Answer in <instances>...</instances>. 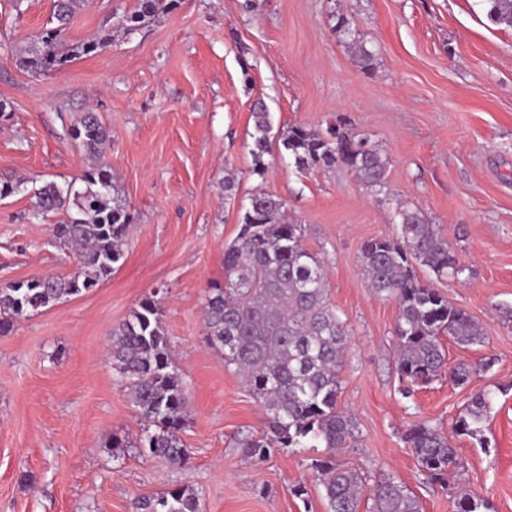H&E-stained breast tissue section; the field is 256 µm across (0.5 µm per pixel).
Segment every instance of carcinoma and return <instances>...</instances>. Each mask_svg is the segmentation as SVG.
I'll list each match as a JSON object with an SVG mask.
<instances>
[{"label": "carcinoma", "mask_w": 512, "mask_h": 512, "mask_svg": "<svg viewBox=\"0 0 512 512\" xmlns=\"http://www.w3.org/2000/svg\"><path fill=\"white\" fill-rule=\"evenodd\" d=\"M86 0H55L52 16L30 45L15 55L16 66L32 74L62 70L75 59L99 53L112 43L105 31L83 42L63 41L72 18ZM489 22L512 29V0H482ZM179 0H136L118 17L128 32L175 9ZM254 133L250 149L252 172L264 175L270 153V124L263 102L253 107ZM344 116L324 129L294 125L281 142L300 170L345 168L366 188L388 193L389 159L365 137H357ZM90 164L74 183L50 181L34 192L37 215L61 214L53 238L77 260L72 275L48 274L31 280L33 306L16 305L15 287L0 288V333L70 296L89 291L106 280L123 259V246L133 216L115 196L105 162L110 135L94 109L74 124ZM286 203L260 192L250 198L237 236L224 246V285L210 289L204 309L205 335L222 351L224 363L235 366L252 395L262 404L267 431L260 438L245 437L239 447L259 460L273 448H323L316 460L329 512H357L362 495L372 501L370 512H422L419 499L389 475L366 485L363 472L336 461L340 449L355 439L354 416L339 407L340 370L347 352L348 332L326 284L321 256L304 244V230L286 221ZM394 236L363 243L360 265L369 286L379 297L395 299L399 315L394 326L396 368L413 386L427 384L448 370L443 336L458 345L481 342L483 331L464 310L448 303L437 289L422 282L417 268L437 277H458L465 268L447 239L426 222L417 208L397 210ZM112 369L127 385L133 405L145 422V451L173 466L187 459L180 433L188 421L185 385L169 353L156 296H147L112 331ZM492 406L487 391L474 393L455 422V432L486 447L484 424ZM406 442L429 481L448 483L459 469L457 449L428 423H417ZM454 512H491L488 501L462 492L453 499ZM136 512H201L198 491L176 487L136 502Z\"/></svg>", "instance_id": "cac0c4a2"}]
</instances>
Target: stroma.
Returning a JSON list of instances; mask_svg holds the SVG:
<instances>
[{
    "label": "stroma",
    "mask_w": 512,
    "mask_h": 512,
    "mask_svg": "<svg viewBox=\"0 0 512 512\" xmlns=\"http://www.w3.org/2000/svg\"><path fill=\"white\" fill-rule=\"evenodd\" d=\"M52 5L0 0V99L11 107L0 119V180L27 186L0 200V285L76 269L50 242L57 216L33 217L31 190L79 180L88 157L70 130L87 109L112 134L105 160L135 222L108 279L0 334V512H133L138 498L184 485L203 512H327L312 467L323 449L278 448L261 462L239 448L265 432V416L203 335L224 246L259 192L303 225L349 330L340 403L358 433L339 461L394 476L423 512H453L451 494L464 489L512 512V30L491 26L481 0H182L60 71H20L14 56ZM133 5L88 0L65 42L112 29L113 13ZM340 16L348 33L335 29ZM356 41L374 54L371 72L353 61ZM259 100L277 134L349 118L387 154L392 200L343 168L298 170L277 140L265 175L253 174ZM399 200L421 209L465 268L441 279L423 269L420 279L483 326L482 343L467 348L444 337L449 366L494 361L466 385L446 374L408 398L394 363L398 304L371 292L359 262L366 240L395 233ZM152 293L186 385L181 467L143 454V423L109 356L113 328ZM482 390L494 394L484 448L453 434ZM419 422L458 450L447 486L426 481L405 442ZM116 436L125 447H113Z\"/></svg>",
    "instance_id": "35a3bbf8"
}]
</instances>
